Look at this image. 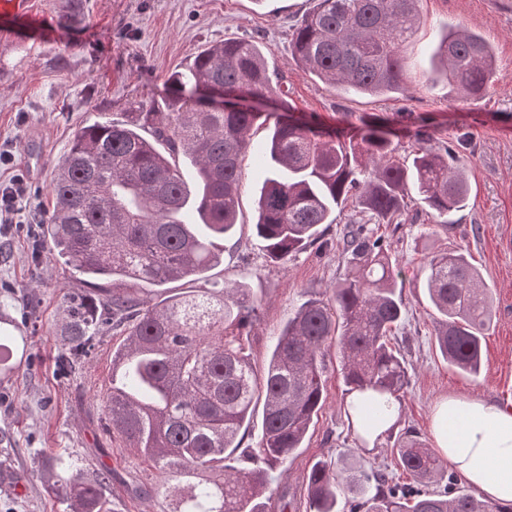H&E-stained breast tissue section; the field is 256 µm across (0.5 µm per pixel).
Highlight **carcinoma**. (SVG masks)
<instances>
[{"label": "carcinoma", "mask_w": 512, "mask_h": 512, "mask_svg": "<svg viewBox=\"0 0 512 512\" xmlns=\"http://www.w3.org/2000/svg\"><path fill=\"white\" fill-rule=\"evenodd\" d=\"M298 21L292 56L322 83L383 95L410 82L403 45L421 23L420 0H313ZM439 64L458 103L487 95L497 78L492 46L461 26H446ZM201 89L278 95L259 46L226 39L201 50L167 81L166 111L129 112L125 121H96L75 131L50 183L53 209L45 244L62 264L100 281L97 293L64 296L59 366L79 369L110 328L112 379L101 403L114 432L172 483L170 512H288L271 489L273 470L302 447L322 405L325 351L341 355L347 417L361 447H377L401 421L408 364L391 344L404 302L379 239L365 225L344 252L347 274L332 298L310 297L288 317L263 374L254 369L242 329L258 302L247 288H197L170 294L164 285L203 279L219 263L214 240L237 225L241 157L250 131L272 113L216 106ZM412 160L394 159L391 141L371 125L362 135L329 134L277 119L265 147L272 162L257 201V239L268 258L286 262L321 236V225L352 204L377 224L391 223L413 192L440 223L465 207L468 186L453 149L417 138ZM192 159L199 223L183 220L190 190L179 157ZM424 289L436 315L435 338L451 366L476 374L492 304L479 271L462 250L429 257ZM155 297L147 305V297ZM27 339L0 314V370L11 372ZM263 402L256 447L239 451V434ZM396 445L410 482L370 474L363 464L316 462L306 512H512L443 479L438 458L420 433ZM103 470L62 478L51 487L66 512H108Z\"/></svg>", "instance_id": "carcinoma-1"}]
</instances>
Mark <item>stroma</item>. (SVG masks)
<instances>
[{"label":"stroma","instance_id":"obj_1","mask_svg":"<svg viewBox=\"0 0 512 512\" xmlns=\"http://www.w3.org/2000/svg\"><path fill=\"white\" fill-rule=\"evenodd\" d=\"M312 0H38L56 23L52 40L0 46V151L13 163L0 167V183L18 174L27 181V211L44 219L51 207L47 187L54 166L67 153L74 132L96 121L124 120L140 105L160 101L170 75L204 46L227 38L255 40L269 68L287 91L282 117L328 130L360 131L383 122L397 157H411L415 132L455 147L470 194L446 226L434 224L414 199L391 224H375L395 268L406 320L397 333L409 363L402 427L431 438L435 405L448 394H470L512 407V0H422V22L404 55L413 79L401 95L386 99L330 88L291 56L294 27ZM465 25L495 52L498 80L483 99L468 105L451 100L444 84H427L430 58L447 25ZM266 164L254 153L242 163L236 232L218 241L223 261L211 281L249 288L259 306L243 331L256 370H264L288 316L307 296L330 293L344 277V234L363 215L346 207L326 225L328 248L310 246L286 263L267 259L253 226ZM464 250L493 299V319L482 338L479 374L459 372L435 346V314L423 290L429 253ZM82 275L63 268L31 239L0 237V301L27 337L17 370L0 376V512H63L44 475L48 457L59 455L73 471L106 469L111 512H165L156 489L158 473L110 432L99 398L112 375V334L101 336L89 364L61 372L56 363L64 294L89 291ZM324 402L302 448L274 473L275 487L304 505L315 462L364 459L366 467L407 476L387 439L362 453L346 416L348 397L337 349L325 359Z\"/></svg>","mask_w":512,"mask_h":512}]
</instances>
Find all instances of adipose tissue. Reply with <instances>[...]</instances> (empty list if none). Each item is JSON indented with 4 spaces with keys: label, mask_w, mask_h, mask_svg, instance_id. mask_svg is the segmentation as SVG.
Segmentation results:
<instances>
[{
    "label": "adipose tissue",
    "mask_w": 512,
    "mask_h": 512,
    "mask_svg": "<svg viewBox=\"0 0 512 512\" xmlns=\"http://www.w3.org/2000/svg\"><path fill=\"white\" fill-rule=\"evenodd\" d=\"M435 448L487 501L512 504V409L452 394L435 406Z\"/></svg>",
    "instance_id": "obj_1"
}]
</instances>
